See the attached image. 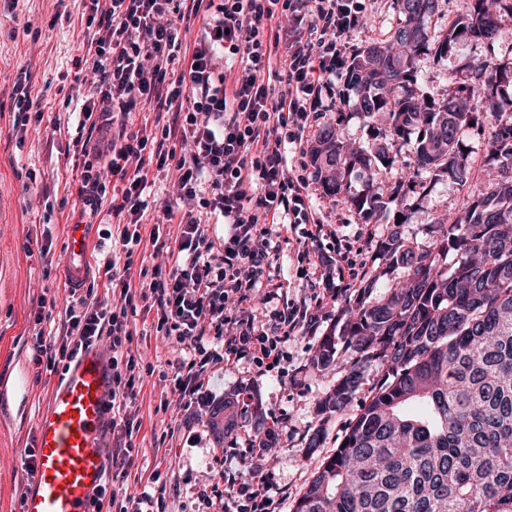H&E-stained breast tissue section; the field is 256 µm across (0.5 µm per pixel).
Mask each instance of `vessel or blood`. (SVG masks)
<instances>
[{"label": "vessel or blood", "instance_id": "vessel-or-blood-1", "mask_svg": "<svg viewBox=\"0 0 512 512\" xmlns=\"http://www.w3.org/2000/svg\"><path fill=\"white\" fill-rule=\"evenodd\" d=\"M94 231L91 224L69 226L59 263L64 287H80L87 279ZM110 388L106 359L95 348L84 351L52 386L35 429V482L22 512H90L91 497L108 473L103 429Z\"/></svg>", "mask_w": 512, "mask_h": 512}]
</instances>
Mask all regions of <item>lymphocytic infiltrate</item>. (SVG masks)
Listing matches in <instances>:
<instances>
[{
	"instance_id": "obj_1",
	"label": "lymphocytic infiltrate",
	"mask_w": 512,
	"mask_h": 512,
	"mask_svg": "<svg viewBox=\"0 0 512 512\" xmlns=\"http://www.w3.org/2000/svg\"><path fill=\"white\" fill-rule=\"evenodd\" d=\"M366 9L367 0H89L83 45L91 76L77 94L78 129H98L141 103L156 109L152 126L122 128L107 146L74 139L87 204L115 220L103 233L112 257L99 266L103 291L87 288L60 321L55 298L39 296L28 323L52 374L109 342L108 410L124 445L112 454L114 472L94 512H166L160 472L135 493L121 489L141 426L136 400L153 371L132 348L138 313L152 314V328L176 344L170 382L184 399L199 393L210 365L248 355L273 370L282 342L317 329L315 309L284 292L271 291L277 304L263 325L249 307L255 288L273 281L277 246L324 234L308 178L289 175L287 152L303 146L322 112L343 108L344 37ZM198 16L201 28L187 41ZM154 170L176 177L161 224L148 221ZM214 222L230 227L219 244ZM269 224L279 227L274 246ZM145 245L167 265H136L134 251ZM230 320L236 331L228 335ZM225 497L234 512H272L260 480L229 483Z\"/></svg>"
}]
</instances>
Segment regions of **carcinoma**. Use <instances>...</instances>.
Instances as JSON below:
<instances>
[{
    "instance_id": "1",
    "label": "carcinoma",
    "mask_w": 512,
    "mask_h": 512,
    "mask_svg": "<svg viewBox=\"0 0 512 512\" xmlns=\"http://www.w3.org/2000/svg\"><path fill=\"white\" fill-rule=\"evenodd\" d=\"M444 36H429L438 0H392L399 23L357 50L345 68L365 119L382 113L397 138L418 131L415 167L394 193L425 188L420 173L468 187L463 207L431 252L395 234L379 242L406 279L380 298L369 277L344 311L340 337L322 339L313 364L326 367L343 346L353 366L320 400L323 413L350 415L292 512H512V58L457 68L467 100L434 107L417 96L416 60L453 54L462 40L492 44L512 0H470ZM486 140L483 169L470 177L463 131ZM385 151L350 150L325 124L310 149L313 176L365 221L381 220L394 197L375 185L394 169ZM359 170L367 184L345 193L337 177ZM456 256L449 270L442 266ZM381 368L379 387L355 406L364 369Z\"/></svg>"
}]
</instances>
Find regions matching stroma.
<instances>
[{
	"label": "stroma",
	"instance_id": "1",
	"mask_svg": "<svg viewBox=\"0 0 512 512\" xmlns=\"http://www.w3.org/2000/svg\"><path fill=\"white\" fill-rule=\"evenodd\" d=\"M398 21L391 0H368L363 25L346 38L348 51L382 38ZM85 23L81 0H0V512H18L16 501L30 481L24 447L47 403L46 391L34 383L40 366L24 334L31 301L47 288L55 293L58 308L70 299L60 279H43L39 253L24 251L23 229L50 225L51 255L57 260L67 242L65 225L79 217L80 170L64 165L63 159L68 114L74 109L69 98L77 86L74 61L82 54ZM510 55L512 18H505L494 45L464 41L454 55L420 57L415 90L441 105L459 89L451 80L459 64ZM24 75L45 113L36 129L14 125L15 86ZM339 90L347 97L344 111L323 114L339 139L369 148L385 145L396 168L412 165L413 137L386 136L382 119L361 118L353 88L343 83ZM311 192L324 206V223L353 237L371 271H383L378 244L391 229H398L417 251L431 250L438 219L457 213L464 197L457 185L430 179L424 192L396 198L380 222L368 224L345 204L325 197L319 184H312ZM404 275L399 267L384 273L382 281L390 284ZM357 294L353 288L325 300L317 332L300 331L285 342V374L259 373L247 358L228 368L215 365V376L204 387V403L196 408H183L178 393L159 377L175 356L172 341L161 335L139 337L138 350L156 373L146 376L137 400L141 429L133 439L136 463L147 474L160 470L167 512H224L227 483L250 477L265 480L277 512H290L344 434L346 417L327 416L319 405L340 369L315 367L312 358L324 336L339 333L342 310ZM226 400L236 403V427L219 439L209 425L210 411ZM164 401L169 404L165 410L160 407ZM316 429L322 430L324 443L311 451L305 438ZM267 430L275 435L274 455L252 454L250 440Z\"/></svg>",
	"mask_w": 512,
	"mask_h": 512
}]
</instances>
